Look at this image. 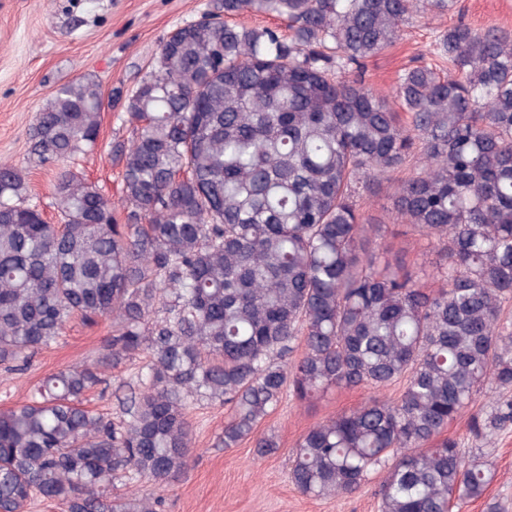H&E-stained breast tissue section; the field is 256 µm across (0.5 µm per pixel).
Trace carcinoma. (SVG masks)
Returning <instances> with one entry per match:
<instances>
[{"instance_id":"carcinoma-1","label":"carcinoma","mask_w":512,"mask_h":512,"mask_svg":"<svg viewBox=\"0 0 512 512\" xmlns=\"http://www.w3.org/2000/svg\"><path fill=\"white\" fill-rule=\"evenodd\" d=\"M413 0H220L164 42L112 145L125 223L93 182L59 171L49 224L0 166V365H27L70 319L110 317L99 360L45 377L0 410V512L42 499L61 512H157L112 496L125 477L162 487L190 462L195 401L232 409L224 447H277L261 421L289 391L309 402L360 385L374 395L307 430L288 477L304 495L357 492L387 469L380 512H449L494 472L439 439L486 384L503 397L470 419L512 425V33L448 27L392 97L349 73L391 46ZM273 12L284 37L228 19ZM102 92L84 78L34 116L28 163L56 167L98 138ZM415 162L393 210L442 246L413 271L362 214L371 181ZM302 347L296 361L289 356ZM150 357L114 422L84 407L105 370ZM404 383L396 401L380 391Z\"/></svg>"}]
</instances>
